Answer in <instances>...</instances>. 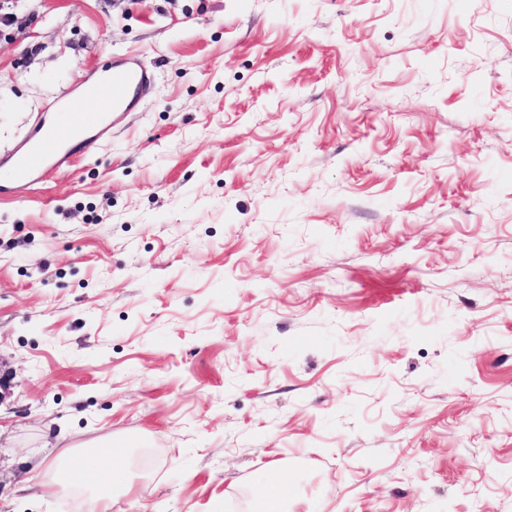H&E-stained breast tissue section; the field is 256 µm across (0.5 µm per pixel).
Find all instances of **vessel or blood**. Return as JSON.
<instances>
[{
	"label": "vessel or blood",
	"instance_id": "1",
	"mask_svg": "<svg viewBox=\"0 0 512 512\" xmlns=\"http://www.w3.org/2000/svg\"><path fill=\"white\" fill-rule=\"evenodd\" d=\"M150 82L146 70L116 66L87 92L61 103V119L54 127H35L26 148L6 153L5 159L12 164L18 185L26 188L38 183L47 167L66 166L69 151L65 144L71 136L92 125L98 128L97 135L107 134L110 127L102 118V109L125 111L132 105L136 91L146 88Z\"/></svg>",
	"mask_w": 512,
	"mask_h": 512
}]
</instances>
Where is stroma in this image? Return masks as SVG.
I'll return each instance as SVG.
<instances>
[{
  "instance_id": "obj_1",
  "label": "stroma",
  "mask_w": 512,
  "mask_h": 512,
  "mask_svg": "<svg viewBox=\"0 0 512 512\" xmlns=\"http://www.w3.org/2000/svg\"><path fill=\"white\" fill-rule=\"evenodd\" d=\"M119 61L95 150L0 160V512H512V0H0V153ZM106 448H96L95 461H86L80 450L64 448L58 455L57 463H65L66 466H56L54 468L55 477L52 482H47L51 488L56 491V487L66 488L74 483L77 474H86L87 472L98 473V476L92 477L90 481L84 479V484L88 486L89 510L92 512H106L112 507L115 494L119 489L130 491L129 486H123L117 483L114 478H109L102 474V461L109 455ZM79 466L80 469H76Z\"/></svg>"
}]
</instances>
